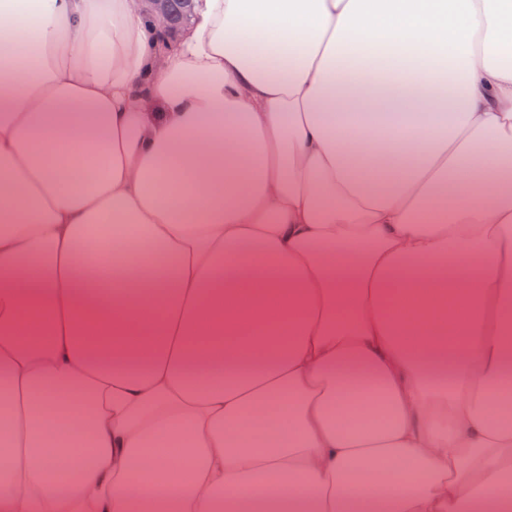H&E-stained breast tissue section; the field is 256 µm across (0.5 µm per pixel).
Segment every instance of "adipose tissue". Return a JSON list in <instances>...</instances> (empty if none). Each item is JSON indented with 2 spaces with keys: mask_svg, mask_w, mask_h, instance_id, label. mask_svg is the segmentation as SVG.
<instances>
[{
  "mask_svg": "<svg viewBox=\"0 0 512 512\" xmlns=\"http://www.w3.org/2000/svg\"><path fill=\"white\" fill-rule=\"evenodd\" d=\"M511 382L512 0H0V512H512ZM142 4H148L158 24L172 32L173 29V12L172 3L175 1V26L181 28L190 20V14L187 11V6L182 4L186 0H135Z\"/></svg>",
  "mask_w": 512,
  "mask_h": 512,
  "instance_id": "adipose-tissue-1",
  "label": "adipose tissue"
}]
</instances>
